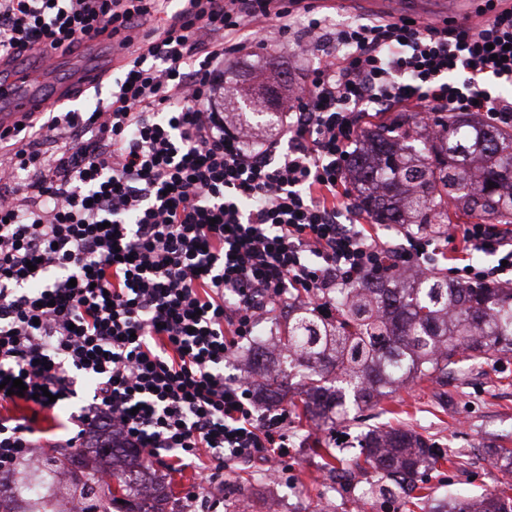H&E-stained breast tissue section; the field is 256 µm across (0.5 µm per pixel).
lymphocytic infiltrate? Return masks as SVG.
<instances>
[{
    "mask_svg": "<svg viewBox=\"0 0 512 512\" xmlns=\"http://www.w3.org/2000/svg\"><path fill=\"white\" fill-rule=\"evenodd\" d=\"M0 0V60L90 38L161 30L86 112L47 111L0 143V470L37 458L38 417L92 397L68 443L112 440L164 468L287 458V411L266 414L254 380L225 373L243 340L288 300L331 312L343 285L424 270L440 239L393 245L343 222L346 155L363 113L399 105L481 112L512 124V0L477 25L381 18L328 29L307 0ZM314 62L282 113L288 150L224 116V69L248 33L288 34ZM58 145L53 157L43 141ZM494 263L462 284L512 282V239L454 229ZM24 394H7L6 379Z\"/></svg>",
    "mask_w": 512,
    "mask_h": 512,
    "instance_id": "f902f5d3",
    "label": "lymphocytic infiltrate"
}]
</instances>
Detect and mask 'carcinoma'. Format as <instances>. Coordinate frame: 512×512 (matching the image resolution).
<instances>
[{
  "label": "carcinoma",
  "mask_w": 512,
  "mask_h": 512,
  "mask_svg": "<svg viewBox=\"0 0 512 512\" xmlns=\"http://www.w3.org/2000/svg\"><path fill=\"white\" fill-rule=\"evenodd\" d=\"M279 91L258 94L256 111L244 113L255 123L279 121ZM441 133L430 135L413 113L368 131L351 156L348 173L360 210L376 224H414L427 231L450 222L448 206L482 221L512 224V131L489 128L472 112L436 117ZM335 316L327 319L313 308L288 312L277 333L283 366L270 370L264 351L254 353L259 386L288 406L302 407L312 419L347 420L346 395L353 403L388 398L392 388L416 378L437 384L448 369L499 352H512V288L460 286L437 273L406 278L375 277L337 292ZM323 469L339 486L363 484L365 502L396 503L394 512H412L427 499L431 472L442 463L453 466L457 455L406 428L374 430L350 466L329 461ZM125 464L112 466V478L132 496L126 512H157L148 504L144 486L133 478L140 457L122 450ZM501 478L496 488L478 498L456 495L436 501L430 512H512V448H491ZM114 457L110 445L94 447V464L84 465L83 479L55 487L72 461L61 448L46 452L45 481L15 483L35 503L30 512H114L118 499L96 473Z\"/></svg>",
  "instance_id": "carcinoma-1"
}]
</instances>
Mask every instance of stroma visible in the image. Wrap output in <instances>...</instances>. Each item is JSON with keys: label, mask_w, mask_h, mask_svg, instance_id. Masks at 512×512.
Instances as JSON below:
<instances>
[{"label": "stroma", "mask_w": 512, "mask_h": 512, "mask_svg": "<svg viewBox=\"0 0 512 512\" xmlns=\"http://www.w3.org/2000/svg\"><path fill=\"white\" fill-rule=\"evenodd\" d=\"M271 60L292 85L302 84L308 64L282 42L264 48L249 44L246 55L233 57L231 67L256 73ZM396 420L458 454L457 466H441L432 486L466 496L492 489L499 473L489 451L501 445L512 448V352L477 365L454 366L444 386L425 379L405 385L381 406L350 410L347 421L334 426L309 429L289 419L288 457L271 459L266 466L239 464L225 470L224 497L246 502L249 512H265L271 498L280 501L281 512H314L322 502L328 512H353L351 495L324 480L312 442L317 437L325 440L346 461L358 453L368 427L381 428ZM141 476L147 486L167 491L164 512H184L189 494L203 493L205 487L191 469L168 473L155 467Z\"/></svg>", "instance_id": "stroma-1"}]
</instances>
